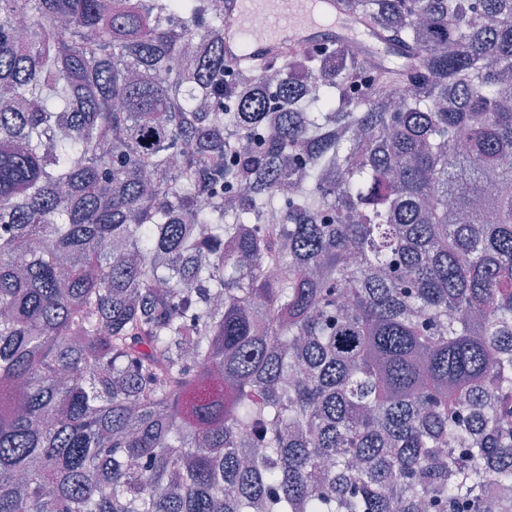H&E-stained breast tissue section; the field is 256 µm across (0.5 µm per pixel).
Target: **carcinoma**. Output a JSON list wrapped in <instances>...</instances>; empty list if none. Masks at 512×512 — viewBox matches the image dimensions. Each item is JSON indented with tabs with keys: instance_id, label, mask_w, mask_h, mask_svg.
<instances>
[{
	"instance_id": "carcinoma-1",
	"label": "carcinoma",
	"mask_w": 512,
	"mask_h": 512,
	"mask_svg": "<svg viewBox=\"0 0 512 512\" xmlns=\"http://www.w3.org/2000/svg\"><path fill=\"white\" fill-rule=\"evenodd\" d=\"M0 0V512H512V0ZM289 13L281 17L282 13ZM261 15L264 26L256 29L248 53L241 49L240 22L244 15ZM337 39L346 44L349 54L363 52V44L372 54L380 48V38L361 18L339 11L337 0H225L224 57L227 67L258 65L269 59L283 58L288 52L310 46L320 40ZM357 40L358 42H350Z\"/></svg>"
}]
</instances>
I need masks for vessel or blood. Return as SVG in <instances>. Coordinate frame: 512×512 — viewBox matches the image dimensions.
<instances>
[{
  "label": "vessel or blood",
  "mask_w": 512,
  "mask_h": 512,
  "mask_svg": "<svg viewBox=\"0 0 512 512\" xmlns=\"http://www.w3.org/2000/svg\"><path fill=\"white\" fill-rule=\"evenodd\" d=\"M289 14L293 23L281 28L279 17ZM263 16L249 51H242L239 38L244 15ZM358 41L368 52L378 51V35L360 18L344 15L338 0H224V57L228 67L257 65L287 56L288 52L321 40Z\"/></svg>",
  "instance_id": "b4317fda"
}]
</instances>
